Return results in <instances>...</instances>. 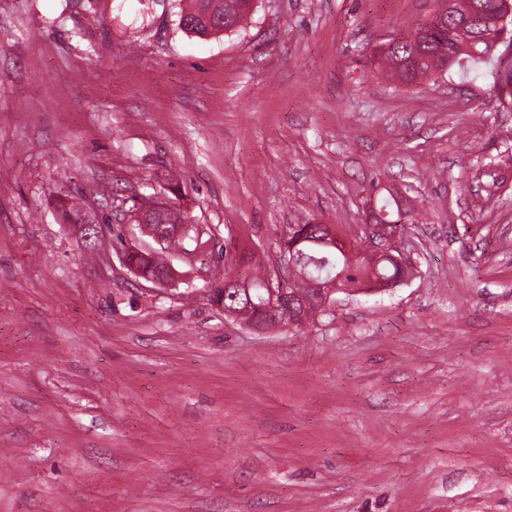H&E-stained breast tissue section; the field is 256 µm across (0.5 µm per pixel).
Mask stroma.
Segmentation results:
<instances>
[{
    "label": "stroma",
    "instance_id": "1",
    "mask_svg": "<svg viewBox=\"0 0 512 512\" xmlns=\"http://www.w3.org/2000/svg\"><path fill=\"white\" fill-rule=\"evenodd\" d=\"M436 0H0V512H512V108L366 61ZM412 219L414 279L261 333L290 224ZM102 218L88 247L60 197ZM175 205L165 287L117 257ZM253 0H191L195 12L179 25L189 33L199 36L218 35L237 31L252 10ZM224 29V30H221Z\"/></svg>",
    "mask_w": 512,
    "mask_h": 512
}]
</instances>
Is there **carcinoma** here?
Instances as JSON below:
<instances>
[{"label": "carcinoma", "instance_id": "obj_1", "mask_svg": "<svg viewBox=\"0 0 512 512\" xmlns=\"http://www.w3.org/2000/svg\"><path fill=\"white\" fill-rule=\"evenodd\" d=\"M195 12L187 18L179 19L181 28L199 36L218 35L222 32H234L242 26L252 10L250 0H191ZM478 11L484 18L482 30L468 34L464 39L450 35L451 29L457 22L448 13L440 17L443 30L426 32L427 20L423 19L413 24L410 29L400 34L389 48L376 59L377 68L385 76L402 85H412L420 81L431 80L441 74L444 68L458 66L463 73H468L471 67L486 62L495 57L497 47L481 36L497 28L503 0H474ZM496 86L499 97L512 104V66H497L495 72ZM63 219L69 224H83L89 216L75 202L62 198L60 200ZM191 231L183 227L179 234H173L160 243V249L146 255V260L139 259V254L130 255V262L138 265L142 279L154 278L164 273H170L175 278L172 269L165 262L163 251L180 244L185 235ZM302 231L307 233V241L298 246L300 255L295 266V272L289 276L294 283L292 295H306L304 278L321 276L323 278L343 277L347 281H355L369 273L375 278L395 280L401 274L400 267L390 259L374 261V253L370 243L360 239L353 251L346 255L334 249L324 247L316 240L324 233L322 224H306ZM232 281V276L224 274V279L214 288L212 301L224 307H233L238 312V318L245 322L262 319V306L266 301L267 288L262 280L250 282L249 291L243 292L226 287ZM293 306L303 315V323L322 321L333 316V313L320 303L302 308L301 303L293 302Z\"/></svg>", "mask_w": 512, "mask_h": 512}]
</instances>
